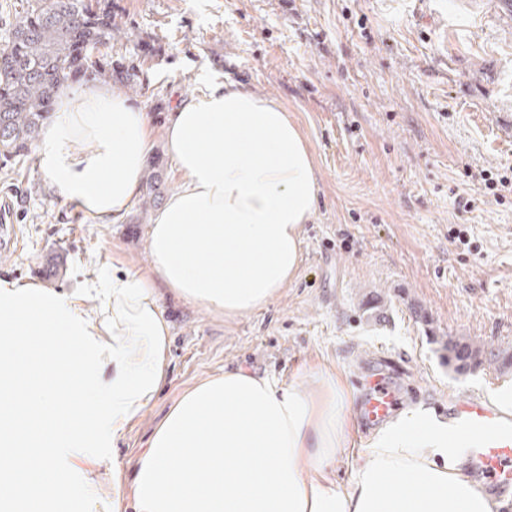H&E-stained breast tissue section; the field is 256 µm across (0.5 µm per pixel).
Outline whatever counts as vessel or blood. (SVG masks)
I'll list each match as a JSON object with an SVG mask.
<instances>
[{
    "label": "vessel or blood",
    "mask_w": 512,
    "mask_h": 512,
    "mask_svg": "<svg viewBox=\"0 0 512 512\" xmlns=\"http://www.w3.org/2000/svg\"><path fill=\"white\" fill-rule=\"evenodd\" d=\"M370 385L371 394L362 407V422L367 426L387 421L395 405V393L384 374L373 375ZM452 416L462 420L471 436L468 454L472 470L495 492L512 490V418L504 417L478 396L459 400Z\"/></svg>",
    "instance_id": "1"
}]
</instances>
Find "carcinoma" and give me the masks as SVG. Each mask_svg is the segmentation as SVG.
I'll return each mask as SVG.
<instances>
[{
	"instance_id": "carcinoma-1",
	"label": "carcinoma",
	"mask_w": 512,
	"mask_h": 512,
	"mask_svg": "<svg viewBox=\"0 0 512 512\" xmlns=\"http://www.w3.org/2000/svg\"><path fill=\"white\" fill-rule=\"evenodd\" d=\"M120 25L112 0H27L7 46L0 50V163L26 158L48 117L56 94L83 78H116L140 94L141 57L117 61L95 55L112 40ZM134 223H147L166 189L158 161L144 175ZM442 358L457 373L493 368L512 369V351L485 349L465 336L433 338Z\"/></svg>"
}]
</instances>
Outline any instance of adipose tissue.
Listing matches in <instances>:
<instances>
[{
    "label": "adipose tissue",
    "mask_w": 512,
    "mask_h": 512,
    "mask_svg": "<svg viewBox=\"0 0 512 512\" xmlns=\"http://www.w3.org/2000/svg\"><path fill=\"white\" fill-rule=\"evenodd\" d=\"M197 81L170 115L179 186L148 229L150 268L101 271L79 294L0 281V512H64L70 450L109 447L153 401L167 369L163 293L232 319L298 273L317 191L306 138L275 101L209 70ZM152 146L121 88L83 83L57 98L37 154L60 196L119 224ZM350 428L339 380L307 394L242 368L208 377L153 431L132 483L113 461V512H494L457 424L408 408L343 488L329 468Z\"/></svg>",
    "instance_id": "1"
}]
</instances>
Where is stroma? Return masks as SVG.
Wrapping results in <instances>:
<instances>
[{"label": "stroma", "mask_w": 512, "mask_h": 512, "mask_svg": "<svg viewBox=\"0 0 512 512\" xmlns=\"http://www.w3.org/2000/svg\"><path fill=\"white\" fill-rule=\"evenodd\" d=\"M456 0H115L121 58L145 44V112L153 157H166L168 115L206 69L278 102L314 158L315 214L302 225L303 262L270 303L236 319L163 299L171 324L168 377L112 447L78 448L67 512H87V483L106 500L99 458L130 463L188 388L243 368L315 392L339 379L353 421L331 466L350 486L351 462L375 430L358 409L366 367L384 360L400 409L447 416L470 395L496 403L512 372L458 375L438 336L512 344V194L478 209L454 205L476 165L512 177V24L493 6ZM27 177L0 170V210L17 227L0 249V280L36 279L72 294L111 266L151 262L143 224H98L58 196L29 155ZM465 230L469 246L453 239Z\"/></svg>", "instance_id": "obj_1"}]
</instances>
